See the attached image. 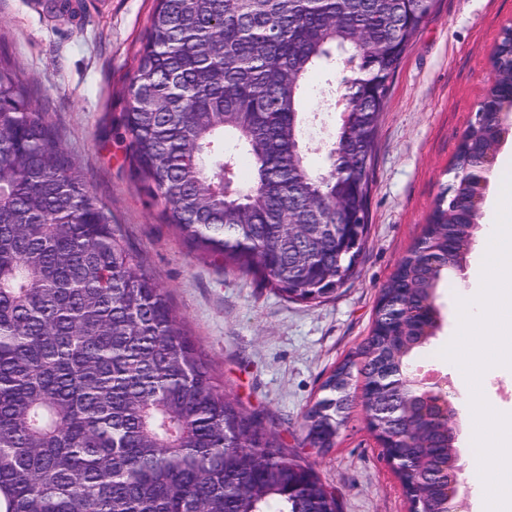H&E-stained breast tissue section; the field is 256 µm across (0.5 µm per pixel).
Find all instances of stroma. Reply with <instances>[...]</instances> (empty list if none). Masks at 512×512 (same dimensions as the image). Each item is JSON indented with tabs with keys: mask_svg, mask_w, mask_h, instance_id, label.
Returning <instances> with one entry per match:
<instances>
[{
	"mask_svg": "<svg viewBox=\"0 0 512 512\" xmlns=\"http://www.w3.org/2000/svg\"><path fill=\"white\" fill-rule=\"evenodd\" d=\"M44 0H0V58L31 92L91 195L105 206L144 270L163 288L184 330L208 360L216 381L245 410L309 463L334 494L339 512H409L397 475L383 458L353 386L349 419L329 450L310 447L305 415L323 396L322 383L354 355L372 329L380 293L422 235L457 147L492 80L490 56L512 27V0H439L407 51L388 90L371 171L370 225L355 276L323 302L286 300L254 276L224 270L191 249L164 223L159 200L125 161L121 115L155 0H70L53 15ZM345 92L343 75L314 79L306 111H321L307 153L327 170L339 119L326 103ZM468 270L437 290L442 326L413 360L423 373L448 380L457 413L458 458L470 455L468 390L441 350L453 339L459 284Z\"/></svg>",
	"mask_w": 512,
	"mask_h": 512,
	"instance_id": "35a3bbf8",
	"label": "stroma"
}]
</instances>
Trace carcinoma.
Masks as SVG:
<instances>
[{"instance_id":"carcinoma-1","label":"carcinoma","mask_w":512,"mask_h":512,"mask_svg":"<svg viewBox=\"0 0 512 512\" xmlns=\"http://www.w3.org/2000/svg\"><path fill=\"white\" fill-rule=\"evenodd\" d=\"M437 0H156L129 85L126 153L163 203L165 223L224 267L290 301L320 303L356 273L370 223V173L386 96ZM367 79L335 141L357 170L324 180L302 159L303 100L332 56ZM489 87L429 224L385 286L371 336L324 381L305 416L334 447L353 381L399 407L394 444L408 489L448 512L434 474L458 459L433 415L402 407L399 386L435 336L436 290L478 229L471 179L496 151L492 112L512 83L503 38ZM236 151L224 153V141ZM250 162L246 179L239 161ZM362 227L352 248L296 239L291 224L336 223V199ZM338 512L314 470L276 444L215 382L166 292L142 269L112 214L28 88L0 62V512Z\"/></svg>"}]
</instances>
